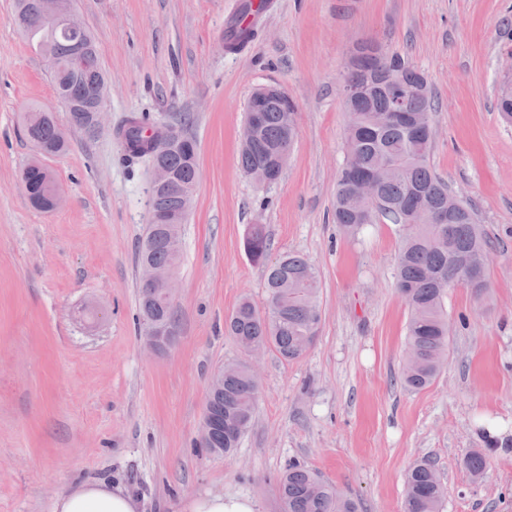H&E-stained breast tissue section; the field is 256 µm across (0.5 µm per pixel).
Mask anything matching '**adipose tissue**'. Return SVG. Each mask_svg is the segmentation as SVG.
I'll list each match as a JSON object with an SVG mask.
<instances>
[{
    "label": "adipose tissue",
    "mask_w": 512,
    "mask_h": 512,
    "mask_svg": "<svg viewBox=\"0 0 512 512\" xmlns=\"http://www.w3.org/2000/svg\"><path fill=\"white\" fill-rule=\"evenodd\" d=\"M138 501L122 487L103 481L84 482L60 493L52 512H138Z\"/></svg>",
    "instance_id": "1"
}]
</instances>
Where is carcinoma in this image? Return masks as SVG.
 Returning <instances> with one entry per match:
<instances>
[{
    "label": "carcinoma",
    "instance_id": "cac0c4a2",
    "mask_svg": "<svg viewBox=\"0 0 512 512\" xmlns=\"http://www.w3.org/2000/svg\"><path fill=\"white\" fill-rule=\"evenodd\" d=\"M17 20L24 35L42 52L55 59L54 93H64L70 102L69 121L94 137L98 130L92 112L102 96L105 76L92 33L78 38L55 31L39 17L40 0H16ZM253 11V2L244 0L240 18L224 29L228 47L248 41L252 28L243 25ZM388 72L399 75L403 86L412 90L422 80L421 72L400 55H388L379 61L369 54L346 67L344 80L351 84H370L374 91L352 101L354 119L346 125L345 147L350 161L340 170L334 216L345 232L357 233L371 219L359 216L352 190L367 175L377 180V194L366 211L372 219L400 226L401 242L397 256L396 286L410 307L407 326L403 381L413 390L429 386L448 356V322L443 315V297L448 288L462 283L477 298L487 291L486 276L466 278L468 263L489 248L482 225L475 222L467 206L451 224L430 223L423 212L435 214L448 203V186L431 170L428 155L431 134L413 137L406 127L391 119V98L381 84ZM410 113L432 112V97L410 93L405 97ZM498 109L512 122V83L500 88ZM25 132L43 155L61 154L68 147L65 132L53 115L32 108L24 115ZM158 125L147 114L129 118L115 131L125 159L136 163L143 157L147 134ZM296 129L285 126L284 113L270 105L263 112L259 129L240 142L239 165L246 172L259 162L275 163L277 150L285 136ZM165 164L176 179L186 186L197 183L199 170L194 141H178ZM152 211L175 216L184 211L183 196L177 191H161L152 198ZM270 246L262 224L250 226L245 248L253 262L263 264ZM179 230L166 224L155 225L152 237L139 245V264L151 262L175 268L179 259ZM267 310L260 311L244 297L224 322V332L244 351L263 345L284 361L303 357L309 337L316 335L321 313L319 280L314 267L303 257L285 254L267 269ZM140 317L143 320L172 319L173 307L160 292L139 287ZM224 385L209 392L206 407L224 424L235 429L230 435L213 428L205 447L216 455H231L254 419L259 389L253 382L247 363L224 364ZM464 468L474 477L484 474L486 459L478 451L463 459ZM284 512H358V504L334 485L320 479L310 469L291 465L278 481ZM444 487L434 465L415 464L407 475L405 512H438Z\"/></svg>",
    "mask_w": 512,
    "mask_h": 512
}]
</instances>
